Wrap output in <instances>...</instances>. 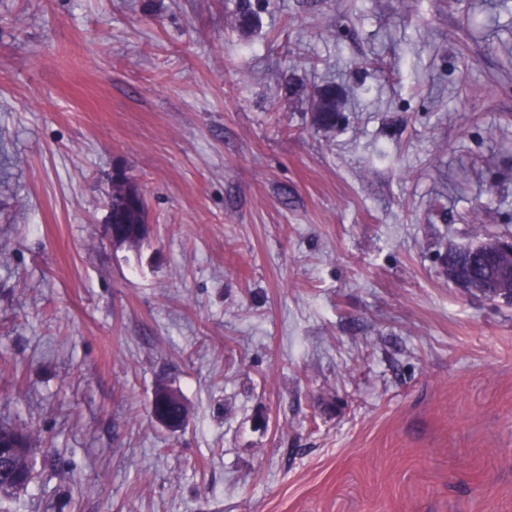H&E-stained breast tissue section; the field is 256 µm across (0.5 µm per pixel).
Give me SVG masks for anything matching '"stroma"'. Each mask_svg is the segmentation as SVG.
<instances>
[{"label":"stroma","instance_id":"obj_1","mask_svg":"<svg viewBox=\"0 0 512 512\" xmlns=\"http://www.w3.org/2000/svg\"><path fill=\"white\" fill-rule=\"evenodd\" d=\"M249 2L0 0V512H512V0ZM315 123L323 128H329L336 122L337 111L342 109V99L334 88L316 91L312 95ZM124 194L125 191L121 184H113L112 185V198L110 203V216L108 224L104 226L106 231V237L114 244L115 246L120 245L122 243V237L120 234H117L112 227V203L115 211V215H121V209L124 204ZM104 231V234H105ZM471 251L466 248H449L448 261H452L457 268L458 276L462 280H475V277H481L486 280L487 288L495 287V276L493 275V263L488 260L478 261L470 257ZM0 445L1 455L4 448H12L15 445L24 446V448L15 449L13 455V467L20 474L16 480H1L0 493L8 494L12 491L27 487L33 480V470L29 463L31 454V444L28 435L9 426H0Z\"/></svg>","mask_w":512,"mask_h":512}]
</instances>
